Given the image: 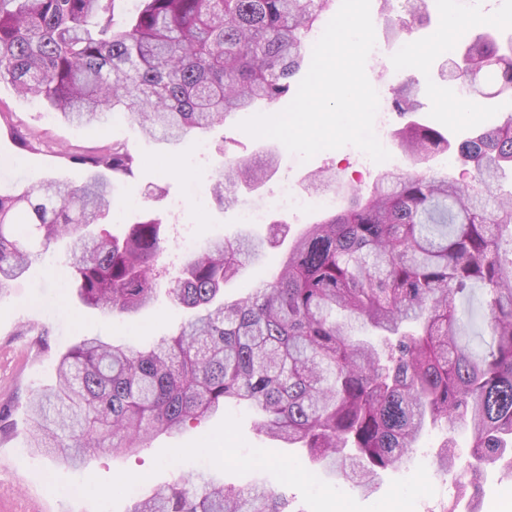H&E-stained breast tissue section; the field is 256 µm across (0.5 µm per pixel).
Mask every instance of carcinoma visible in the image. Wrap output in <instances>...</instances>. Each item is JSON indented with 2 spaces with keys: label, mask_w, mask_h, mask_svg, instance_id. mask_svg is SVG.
Listing matches in <instances>:
<instances>
[{
  "label": "carcinoma",
  "mask_w": 512,
  "mask_h": 512,
  "mask_svg": "<svg viewBox=\"0 0 512 512\" xmlns=\"http://www.w3.org/2000/svg\"><path fill=\"white\" fill-rule=\"evenodd\" d=\"M333 0H142L129 20L116 0H0V82L60 119L96 125L121 115L146 137L177 146L238 112L268 111L294 93L306 37ZM407 0L392 33L420 17ZM448 81L461 95L512 98V37L476 35ZM402 84L391 107L418 110ZM19 150L41 137L10 128ZM412 167L454 151L455 177L430 169L380 174L362 192L330 171L310 182L345 204L309 225L251 294L224 302V285L266 239L245 231L207 241L171 281L191 311L178 333L146 347L86 338L61 354L55 385L30 403V447L63 466L92 450L126 454L224 408L247 405L272 441L300 449L314 471L372 493L429 426L469 431L435 451L438 471L469 484L496 466L512 476V113L461 139L412 121L395 133ZM83 167L74 185L47 177L0 193V293L25 274L38 247L68 243L79 301L105 318L155 300L164 270L162 222L147 215L114 235L104 223L115 187L140 161L122 143L65 152ZM275 155L226 160L212 182L221 205L261 184ZM472 336L490 341L480 350ZM128 512H290L285 494L255 482L224 484L217 471L148 490Z\"/></svg>",
  "instance_id": "obj_1"
}]
</instances>
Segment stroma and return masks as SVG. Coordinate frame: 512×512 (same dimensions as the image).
<instances>
[{
  "label": "stroma",
  "instance_id": "1",
  "mask_svg": "<svg viewBox=\"0 0 512 512\" xmlns=\"http://www.w3.org/2000/svg\"><path fill=\"white\" fill-rule=\"evenodd\" d=\"M457 9V0H426L422 18L408 24L399 38H390L382 0H371L375 37L385 48L380 57H368L366 74L372 85L412 80L422 108L416 118L439 130L457 126L452 111L457 92L441 75L446 62L459 58L470 37L491 32L512 35V0H481L476 21L448 32L445 18ZM428 49L425 62L403 68L402 49ZM0 111L11 113L15 126L41 136L46 148L37 153L19 151L8 128H0V186L21 189L44 176L66 177L81 183L82 169L66 165L63 148L89 150L113 141L127 143L143 161L135 177L122 182L107 228L117 233L143 213L159 216L166 225V250L161 265L179 264L176 243L183 234L197 242L234 237L242 230L247 209L266 207L281 186L304 195V181L320 170L340 171L360 189L369 188L375 173L360 170L363 153L347 145L325 150L308 161L290 153L270 138L255 139L236 123L215 128L178 148L149 139L123 121L102 127H80L19 98L9 83H0ZM272 151L278 156L264 183L240 194L234 206H219L212 196L198 192L211 180L225 155L256 158ZM164 183L168 194L155 199L153 184ZM285 247L267 249L243 273L224 286L225 301L248 296L253 284L277 271ZM168 280L158 284L151 307L131 316L104 319L82 306L73 294L66 246L51 244L27 273L0 294V415L10 423L0 435V512H128L132 504L129 478L143 477L149 486H163L196 472L220 470L224 482L244 487L257 481L286 491L294 512H441L458 491L454 475L437 474L432 449L443 437L430 431L396 470L387 472L375 492L364 495L350 483L324 479L308 470L298 452L278 447L253 427L250 411L238 405L177 434H161L147 447L115 457L97 452L77 468L58 466L28 448L30 427L27 402L43 387L54 384L59 354L89 336H103L148 346L175 334L188 313L168 294ZM46 328V337L31 336L30 328ZM460 512H512V479L488 467L472 500L461 501Z\"/></svg>",
  "mask_w": 512,
  "mask_h": 512
}]
</instances>
